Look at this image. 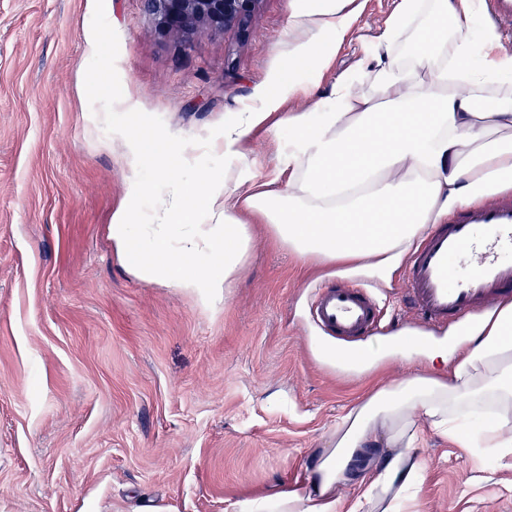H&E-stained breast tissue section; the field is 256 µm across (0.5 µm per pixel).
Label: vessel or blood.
Instances as JSON below:
<instances>
[{"label": "vessel or blood", "mask_w": 512, "mask_h": 512, "mask_svg": "<svg viewBox=\"0 0 512 512\" xmlns=\"http://www.w3.org/2000/svg\"><path fill=\"white\" fill-rule=\"evenodd\" d=\"M405 292L426 327H471L512 298V196L461 208L435 225L408 261ZM310 314L325 335L346 343L382 330L377 302L365 288L317 289Z\"/></svg>", "instance_id": "1"}]
</instances>
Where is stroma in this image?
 Returning <instances> with one entry per match:
<instances>
[{"label":"stroma","instance_id":"35a3bbf8","mask_svg":"<svg viewBox=\"0 0 512 512\" xmlns=\"http://www.w3.org/2000/svg\"><path fill=\"white\" fill-rule=\"evenodd\" d=\"M400 0H354L358 19L321 91L354 82ZM303 0H259L246 32L184 44L139 0H0V512H234L290 490L339 418L371 389L427 370L462 339L450 324L406 357V266L342 271L303 261L267 225L234 288L204 304L138 279L109 237L113 211L154 221L142 138L186 193L230 159L204 154L237 113L260 108L287 64ZM249 139L253 192L286 135ZM375 289L384 334L352 345L309 314L319 286ZM415 512H512V454L478 455L427 435Z\"/></svg>","mask_w":512,"mask_h":512}]
</instances>
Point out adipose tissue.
<instances>
[{"label":"adipose tissue","mask_w":512,"mask_h":512,"mask_svg":"<svg viewBox=\"0 0 512 512\" xmlns=\"http://www.w3.org/2000/svg\"><path fill=\"white\" fill-rule=\"evenodd\" d=\"M349 0H307L289 22L306 39L288 47V85L261 112L225 126L215 153L237 160L202 200L172 191L157 224L112 215L113 247L138 278L220 300L249 257L251 225L306 261L392 267L432 225L491 189H512V49L483 0H401L358 74L320 95L330 60L357 14ZM313 99L285 116L288 136L269 189L245 194L244 145L286 98ZM472 452H512V302L488 312L446 367L381 386L336 423L333 440L296 489L245 500L237 512H406L422 481L427 433ZM359 487L352 499L342 487Z\"/></svg>","instance_id":"1"}]
</instances>
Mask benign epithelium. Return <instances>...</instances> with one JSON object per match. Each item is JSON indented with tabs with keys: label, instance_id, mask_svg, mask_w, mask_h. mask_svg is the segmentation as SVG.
Wrapping results in <instances>:
<instances>
[{
	"label": "benign epithelium",
	"instance_id": "1",
	"mask_svg": "<svg viewBox=\"0 0 512 512\" xmlns=\"http://www.w3.org/2000/svg\"><path fill=\"white\" fill-rule=\"evenodd\" d=\"M258 0H140L160 35L188 43L213 29L244 27Z\"/></svg>",
	"mask_w": 512,
	"mask_h": 512
}]
</instances>
